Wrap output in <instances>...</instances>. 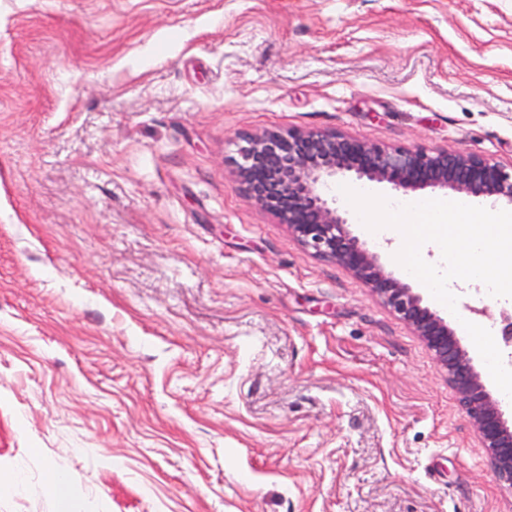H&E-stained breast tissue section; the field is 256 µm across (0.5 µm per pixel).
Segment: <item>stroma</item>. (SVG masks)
<instances>
[{
    "instance_id": "1",
    "label": "stroma",
    "mask_w": 512,
    "mask_h": 512,
    "mask_svg": "<svg viewBox=\"0 0 512 512\" xmlns=\"http://www.w3.org/2000/svg\"><path fill=\"white\" fill-rule=\"evenodd\" d=\"M263 130L511 168L512 0H0V512L50 469L71 512H512L425 342L244 193Z\"/></svg>"
}]
</instances>
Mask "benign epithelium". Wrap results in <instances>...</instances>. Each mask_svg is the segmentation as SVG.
Wrapping results in <instances>:
<instances>
[{"label":"benign epithelium","mask_w":512,"mask_h":512,"mask_svg":"<svg viewBox=\"0 0 512 512\" xmlns=\"http://www.w3.org/2000/svg\"><path fill=\"white\" fill-rule=\"evenodd\" d=\"M404 192L441 188L457 196L512 204V171L473 153L387 147L321 131H266L245 140L236 176L247 195L305 247L332 258L367 285L426 343L448 374L497 480L512 489V426L454 332L412 286L349 231V217L323 192L337 175Z\"/></svg>","instance_id":"1"}]
</instances>
